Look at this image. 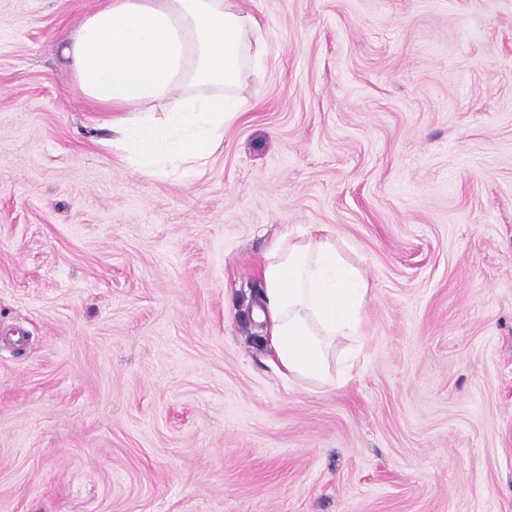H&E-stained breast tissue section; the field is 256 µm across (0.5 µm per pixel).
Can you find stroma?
Instances as JSON below:
<instances>
[{
	"mask_svg": "<svg viewBox=\"0 0 512 512\" xmlns=\"http://www.w3.org/2000/svg\"><path fill=\"white\" fill-rule=\"evenodd\" d=\"M100 4L0 0V512H512V0H242L190 171L104 146ZM289 228L367 284L333 389L251 315Z\"/></svg>",
	"mask_w": 512,
	"mask_h": 512,
	"instance_id": "obj_1",
	"label": "stroma"
}]
</instances>
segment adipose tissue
I'll list each match as a JSON object with an SVG mask.
<instances>
[{"label":"adipose tissue","instance_id":"obj_1","mask_svg":"<svg viewBox=\"0 0 512 512\" xmlns=\"http://www.w3.org/2000/svg\"><path fill=\"white\" fill-rule=\"evenodd\" d=\"M258 21L237 0H103L70 32L64 55L90 105L123 111L159 101L163 121L126 119L123 142L141 169L188 163L219 145L241 112L236 86L258 44ZM253 309L266 322L270 366L286 378L335 387L337 337L361 322L366 284L329 237L284 232L261 271Z\"/></svg>","mask_w":512,"mask_h":512}]
</instances>
